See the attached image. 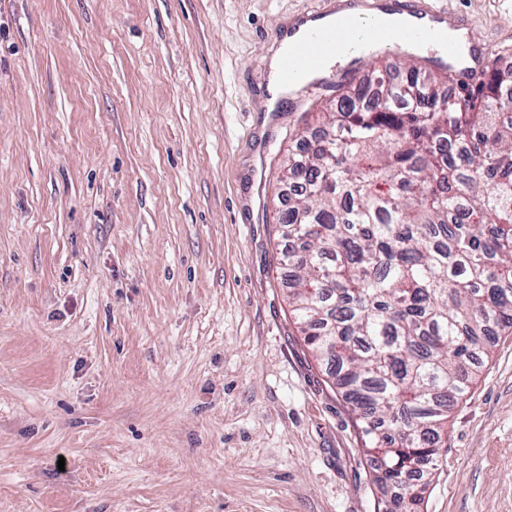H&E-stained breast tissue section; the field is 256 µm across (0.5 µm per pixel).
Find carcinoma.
I'll use <instances>...</instances> for the list:
<instances>
[{
  "label": "carcinoma",
  "mask_w": 512,
  "mask_h": 512,
  "mask_svg": "<svg viewBox=\"0 0 512 512\" xmlns=\"http://www.w3.org/2000/svg\"><path fill=\"white\" fill-rule=\"evenodd\" d=\"M336 87L277 212L290 314L349 401L388 512H417L489 338L512 332V71L414 61Z\"/></svg>",
  "instance_id": "cac0c4a2"
}]
</instances>
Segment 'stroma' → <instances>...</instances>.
Segmentation results:
<instances>
[{
  "instance_id": "35a3bbf8",
  "label": "stroma",
  "mask_w": 512,
  "mask_h": 512,
  "mask_svg": "<svg viewBox=\"0 0 512 512\" xmlns=\"http://www.w3.org/2000/svg\"><path fill=\"white\" fill-rule=\"evenodd\" d=\"M512 66V0H428ZM329 0H0V512H385L294 324L275 33ZM419 512H512V333Z\"/></svg>"
}]
</instances>
